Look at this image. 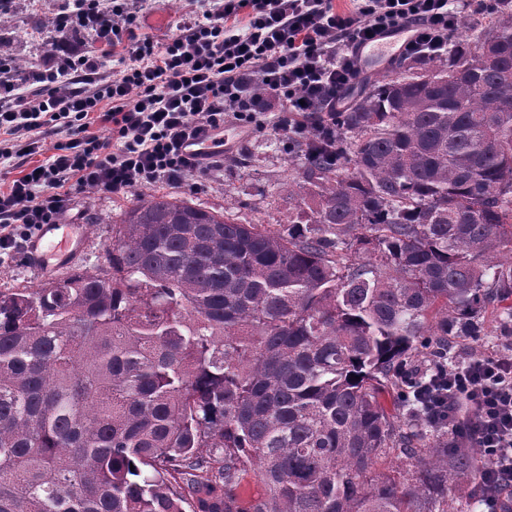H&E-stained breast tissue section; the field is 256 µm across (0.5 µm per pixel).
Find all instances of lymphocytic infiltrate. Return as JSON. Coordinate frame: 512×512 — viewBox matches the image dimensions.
Segmentation results:
<instances>
[{
    "instance_id": "lymphocytic-infiltrate-1",
    "label": "lymphocytic infiltrate",
    "mask_w": 512,
    "mask_h": 512,
    "mask_svg": "<svg viewBox=\"0 0 512 512\" xmlns=\"http://www.w3.org/2000/svg\"><path fill=\"white\" fill-rule=\"evenodd\" d=\"M142 0H80L52 21L51 62L22 80L0 69V166L44 153L0 188V252L20 249L42 225L61 223L77 194L114 199L207 176L193 143L216 139L226 122L256 123L294 141L323 128L358 81V46L408 30L400 59L448 54L467 0H213L181 18L159 43L140 33ZM91 30L105 53L77 52L74 34ZM115 62L114 76L103 75ZM105 134L92 132L94 123ZM54 145H47V137ZM431 425L481 448L487 503L512 488V350L470 354L417 389Z\"/></svg>"
}]
</instances>
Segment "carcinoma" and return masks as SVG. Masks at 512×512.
Returning a JSON list of instances; mask_svg holds the SVG:
<instances>
[{
	"instance_id": "cac0c4a2",
	"label": "carcinoma",
	"mask_w": 512,
	"mask_h": 512,
	"mask_svg": "<svg viewBox=\"0 0 512 512\" xmlns=\"http://www.w3.org/2000/svg\"><path fill=\"white\" fill-rule=\"evenodd\" d=\"M461 34L294 143L288 227L143 192L105 264L0 290V512L484 504L448 497L481 449L401 414L449 337L512 336V0Z\"/></svg>"
}]
</instances>
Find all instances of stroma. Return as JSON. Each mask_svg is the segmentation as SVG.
Masks as SVG:
<instances>
[{
    "label": "stroma",
    "mask_w": 512,
    "mask_h": 512,
    "mask_svg": "<svg viewBox=\"0 0 512 512\" xmlns=\"http://www.w3.org/2000/svg\"><path fill=\"white\" fill-rule=\"evenodd\" d=\"M67 6L66 0H0V61L28 60L33 65L48 62L51 51L41 32ZM198 0H147L137 22L144 32L162 40L175 33L177 20L198 11ZM292 161L284 140L272 130H249L235 148L220 159L214 178L202 185L177 188V195L213 211H230L239 221L275 229L286 224L292 213L282 187ZM128 200L82 193L72 213L76 222L90 225L84 251L74 269L101 265L112 243V227L119 223Z\"/></svg>",
    "instance_id": "stroma-1"
}]
</instances>
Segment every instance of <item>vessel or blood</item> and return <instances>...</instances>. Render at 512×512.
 <instances>
[{
  "label": "vessel or blood",
  "mask_w": 512,
  "mask_h": 512,
  "mask_svg": "<svg viewBox=\"0 0 512 512\" xmlns=\"http://www.w3.org/2000/svg\"><path fill=\"white\" fill-rule=\"evenodd\" d=\"M388 44L387 39H380L359 51V63L362 74L370 75L384 67L381 52ZM89 225L46 224L29 241L25 254L27 264L36 274L48 277L69 265L82 251L86 242Z\"/></svg>",
  "instance_id": "obj_1"
}]
</instances>
